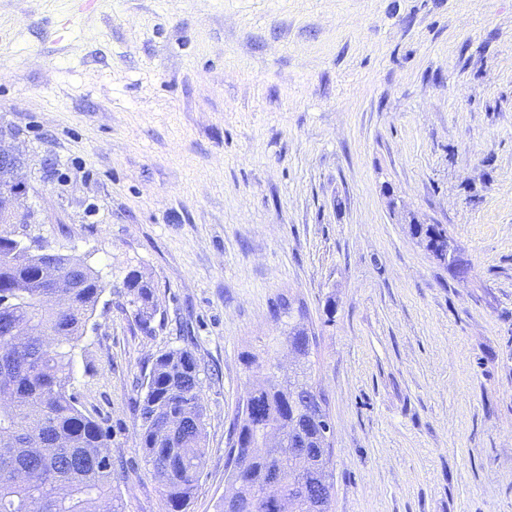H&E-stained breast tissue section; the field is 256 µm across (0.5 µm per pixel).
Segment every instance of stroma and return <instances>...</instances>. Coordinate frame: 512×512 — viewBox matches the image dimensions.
I'll return each instance as SVG.
<instances>
[{
	"instance_id": "1",
	"label": "stroma",
	"mask_w": 512,
	"mask_h": 512,
	"mask_svg": "<svg viewBox=\"0 0 512 512\" xmlns=\"http://www.w3.org/2000/svg\"><path fill=\"white\" fill-rule=\"evenodd\" d=\"M0 140L29 216L0 236L106 285L71 390L125 512H166L135 401L176 348L206 370L189 512H217L281 293L316 333L333 512H512V0H0ZM132 268L150 335L120 308ZM410 226L412 235L417 239L418 244L434 258L448 266V243H455L448 236V230L441 224H410ZM457 250L455 246L454 251ZM121 285L127 298L126 303L133 308L139 329L146 334L152 333L154 328L151 325L158 312L154 281L140 269L132 268L124 276Z\"/></svg>"
}]
</instances>
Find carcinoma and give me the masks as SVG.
<instances>
[{"label": "carcinoma", "instance_id": "1", "mask_svg": "<svg viewBox=\"0 0 512 512\" xmlns=\"http://www.w3.org/2000/svg\"><path fill=\"white\" fill-rule=\"evenodd\" d=\"M420 246L448 263L453 239L441 224H413ZM14 241L0 238V512H124L112 483L114 463L102 460L110 431L86 415L73 394V358L104 293L99 272L80 266L69 272V301L52 305L49 259L10 257ZM126 303L141 331L150 334L158 308L154 281L137 268L122 280ZM274 301V321L287 319L276 341L292 348L300 379L246 352L244 364L263 376L246 390L258 415L238 414L229 444L238 470L227 478L219 512H332L333 487L323 486L331 443L310 425L316 408L327 410L323 393L304 391L311 381L316 336L309 335L308 309ZM202 369L188 349L159 355L137 399L140 448L163 487L168 512H187L206 457Z\"/></svg>", "mask_w": 512, "mask_h": 512}]
</instances>
